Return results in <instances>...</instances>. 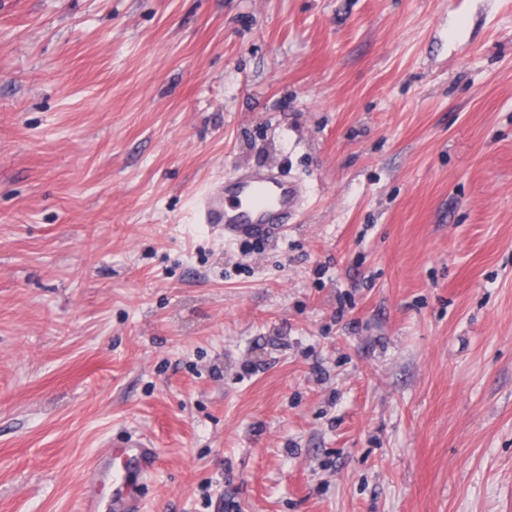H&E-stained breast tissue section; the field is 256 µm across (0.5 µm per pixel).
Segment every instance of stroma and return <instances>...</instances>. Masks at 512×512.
<instances>
[{"instance_id":"obj_1","label":"stroma","mask_w":512,"mask_h":512,"mask_svg":"<svg viewBox=\"0 0 512 512\" xmlns=\"http://www.w3.org/2000/svg\"><path fill=\"white\" fill-rule=\"evenodd\" d=\"M135 433L144 512H512V0H0V512ZM302 206L301 188L279 171L246 169L198 192L196 224L224 230L225 241L278 235Z\"/></svg>"}]
</instances>
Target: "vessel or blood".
Returning a JSON list of instances; mask_svg holds the SVG:
<instances>
[{
  "instance_id": "1",
  "label": "vessel or blood",
  "mask_w": 512,
  "mask_h": 512,
  "mask_svg": "<svg viewBox=\"0 0 512 512\" xmlns=\"http://www.w3.org/2000/svg\"><path fill=\"white\" fill-rule=\"evenodd\" d=\"M301 206L298 185L280 172L254 168L198 192L192 217L194 223L222 229L225 240L234 241L280 234ZM158 460L157 451L141 436L113 443L111 455L93 464L83 512H142L133 479L150 476Z\"/></svg>"
}]
</instances>
